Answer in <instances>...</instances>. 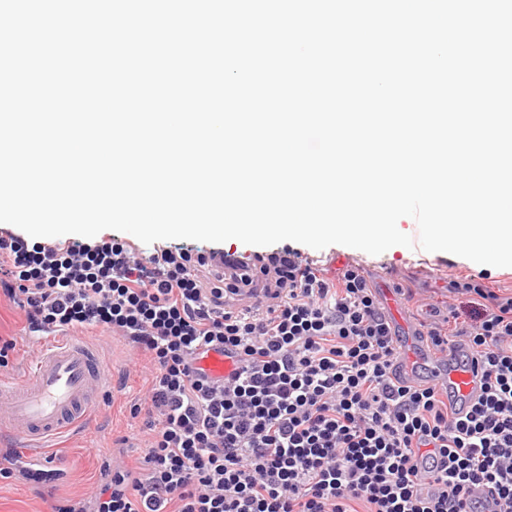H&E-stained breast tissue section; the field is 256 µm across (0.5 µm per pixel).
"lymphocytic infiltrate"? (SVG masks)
<instances>
[{"instance_id":"1","label":"lymphocytic infiltrate","mask_w":512,"mask_h":512,"mask_svg":"<svg viewBox=\"0 0 512 512\" xmlns=\"http://www.w3.org/2000/svg\"><path fill=\"white\" fill-rule=\"evenodd\" d=\"M256 261L0 234V283L29 323L101 329L153 367L130 408L145 453L116 463L89 512H483L479 488L512 512V294L449 281L461 305L419 331L481 370L461 416L405 376L358 263L332 280L294 250ZM212 349L233 363L225 378L195 366Z\"/></svg>"}]
</instances>
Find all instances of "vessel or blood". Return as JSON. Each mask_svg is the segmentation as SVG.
<instances>
[{"mask_svg":"<svg viewBox=\"0 0 512 512\" xmlns=\"http://www.w3.org/2000/svg\"><path fill=\"white\" fill-rule=\"evenodd\" d=\"M382 305L400 332L405 369L447 390L457 409L467 412L480 392V376L473 366L458 353L444 356L420 344L394 291L383 290ZM196 365L213 378L224 377L232 369L223 354L212 350L200 356ZM108 374L107 364L86 339L51 333L36 342L18 379L0 381V433L26 444L24 467L43 463L41 440L86 422L108 383Z\"/></svg>","mask_w":512,"mask_h":512,"instance_id":"b4317fda","label":"vessel or blood"}]
</instances>
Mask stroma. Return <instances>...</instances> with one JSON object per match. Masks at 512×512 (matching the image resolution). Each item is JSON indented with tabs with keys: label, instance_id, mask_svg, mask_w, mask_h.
Here are the masks:
<instances>
[{
	"label": "stroma",
	"instance_id": "35a3bbf8",
	"mask_svg": "<svg viewBox=\"0 0 512 512\" xmlns=\"http://www.w3.org/2000/svg\"><path fill=\"white\" fill-rule=\"evenodd\" d=\"M301 253L317 260L327 276L337 274L342 264L361 265L373 287L400 286L404 294L399 302L412 325L434 319L448 307V281L455 277H481L496 293L512 292V271L488 268L447 252H427L421 248L394 246L379 255L334 244L321 250L301 246ZM24 312L0 291V336L13 340L12 366L5 379H13L31 346ZM84 337L92 342L111 368L106 387L90 424L63 437L49 463V471L34 482L17 474L0 478V512H51L52 506L86 498L101 484L109 461L134 463L144 454V436L139 420L130 416V408L140 396L144 372L132 370L134 352L122 339L100 329H87Z\"/></svg>",
	"mask_w": 512,
	"mask_h": 512
}]
</instances>
